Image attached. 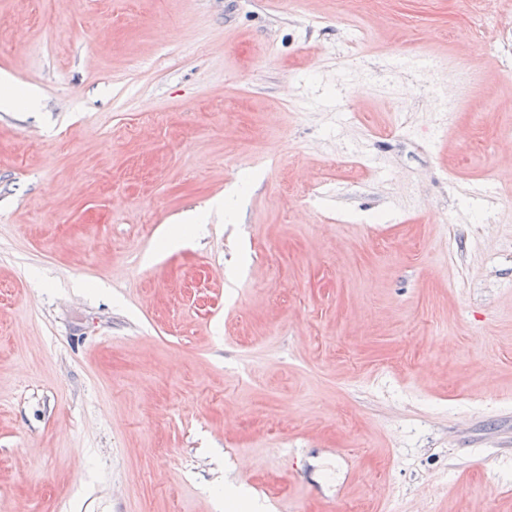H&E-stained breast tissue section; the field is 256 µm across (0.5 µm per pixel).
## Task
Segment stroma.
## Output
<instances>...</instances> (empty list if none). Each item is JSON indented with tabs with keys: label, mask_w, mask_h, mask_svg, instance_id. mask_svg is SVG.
Wrapping results in <instances>:
<instances>
[{
	"label": "stroma",
	"mask_w": 512,
	"mask_h": 512,
	"mask_svg": "<svg viewBox=\"0 0 512 512\" xmlns=\"http://www.w3.org/2000/svg\"><path fill=\"white\" fill-rule=\"evenodd\" d=\"M511 23L0 0V512H512Z\"/></svg>",
	"instance_id": "1"
}]
</instances>
